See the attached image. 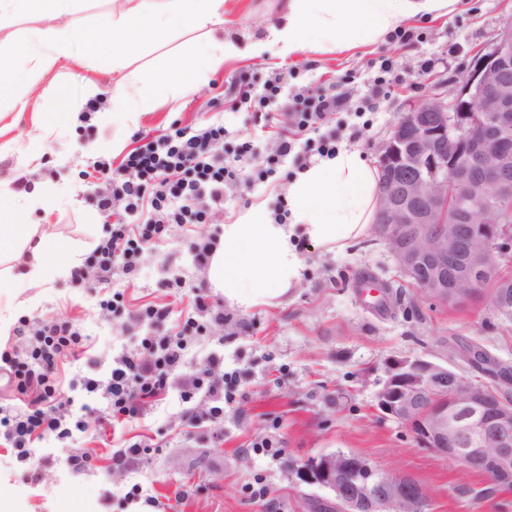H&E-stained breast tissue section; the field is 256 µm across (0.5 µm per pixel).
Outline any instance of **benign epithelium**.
I'll list each match as a JSON object with an SVG mask.
<instances>
[{
    "mask_svg": "<svg viewBox=\"0 0 512 512\" xmlns=\"http://www.w3.org/2000/svg\"><path fill=\"white\" fill-rule=\"evenodd\" d=\"M376 228L402 274L426 299L463 302L478 279L512 264V29L465 67L445 94L418 98L393 125L378 160ZM379 412L418 444L465 469L472 459L499 487L512 486V394L434 361L393 358ZM326 489L336 512H425L410 476L337 450L295 467Z\"/></svg>",
    "mask_w": 512,
    "mask_h": 512,
    "instance_id": "1",
    "label": "benign epithelium"
}]
</instances>
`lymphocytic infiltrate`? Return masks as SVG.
<instances>
[{"label":"lymphocytic infiltrate","instance_id":"obj_1","mask_svg":"<svg viewBox=\"0 0 512 512\" xmlns=\"http://www.w3.org/2000/svg\"><path fill=\"white\" fill-rule=\"evenodd\" d=\"M344 103L338 95L316 90L307 94L302 108L284 112L280 155H290L303 136L318 129ZM224 135L220 124H208L192 133L175 129L131 149L120 166L95 162V170L112 186L109 195L98 199L99 209H118L123 216L104 227L90 257L94 276H87L85 269L78 267L71 273L72 283L101 294V307L118 311L119 296L111 291L114 268L134 277L144 247L164 240L171 225L204 222L205 213L199 207L202 198L220 204L226 183L240 181L249 187L272 176L271 168L256 166L253 146L248 142L239 145L231 161L221 160ZM13 335L14 345L0 350V375L6 378L9 391L24 397L26 403L19 414L0 416V438L16 449L18 462L27 470L28 483L36 485L41 472L30 463L32 445L51 437L71 436L73 430L83 427L82 422H71L73 401L60 397L53 371L58 360L79 358L84 337L65 320L43 324L36 336L28 334L27 323L22 320ZM185 352L181 334L147 336L141 341L140 352L113 362L105 379L85 378L81 385L87 392L103 393L105 416L132 418L162 400ZM181 397L187 403L199 397L210 399L209 416L220 420L225 405L235 399L234 380H213L212 368L206 364Z\"/></svg>","mask_w":512,"mask_h":512}]
</instances>
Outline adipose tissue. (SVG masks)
<instances>
[{"label": "adipose tissue", "mask_w": 512, "mask_h": 512, "mask_svg": "<svg viewBox=\"0 0 512 512\" xmlns=\"http://www.w3.org/2000/svg\"><path fill=\"white\" fill-rule=\"evenodd\" d=\"M81 0H0V28L20 15H32L36 26L20 40L0 39V102L27 107L28 88L37 73L74 56L92 71L120 68L178 30L212 31L224 21L226 0H124L120 13L101 14L91 31L54 26L55 18L78 9ZM455 0H285L270 27V38L238 49L205 39L193 50H172L160 68H142L116 80L110 90L112 115L135 119L145 97H164L172 89L193 92L199 75L226 56L245 52L257 57L269 47L282 55L319 52L328 45L345 50L374 41L411 19L448 13ZM379 172L359 151L343 149L301 171L288 186L290 221H273L267 208L255 205L225 225L223 239L208 263V280L226 301L242 309L271 304L300 280L304 260L299 238L327 249L342 250L364 237L375 219ZM26 261L28 281L69 274L78 253L37 225L19 220L0 207V288L17 283L14 273Z\"/></svg>", "instance_id": "1"}]
</instances>
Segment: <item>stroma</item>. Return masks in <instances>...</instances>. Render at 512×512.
<instances>
[{
    "mask_svg": "<svg viewBox=\"0 0 512 512\" xmlns=\"http://www.w3.org/2000/svg\"><path fill=\"white\" fill-rule=\"evenodd\" d=\"M277 8L276 0H229L215 36L241 47L266 38L267 15ZM509 26L512 0H457L448 14L404 23L410 33L405 41L393 32L346 52L327 48L284 57L272 48L259 57L228 58L204 73L194 93L149 100L127 122L104 115L112 107V73L89 71L75 58L60 61L35 78L30 108L0 107V202L25 209L28 223L90 255L110 221L96 204L110 186L94 172V162L120 164L137 137L149 140L214 121L224 124L225 152L249 141L258 160L276 159V118L297 106L298 94L318 87L334 88L353 103L322 124L318 136H334L338 148L376 160L392 125L413 102L444 92L463 63ZM385 64L413 76L416 87L375 99V79ZM277 74L286 86L275 103L231 110L240 82L259 86ZM91 82L100 88L92 100L86 96ZM90 101L96 112L81 122ZM315 160L311 152L300 153L264 184L248 189L229 183L223 203L201 201L204 223L171 225L166 239L141 256L137 280L115 272L112 287L124 294L121 314L103 311L97 295L67 278L0 289V348L11 343L23 316L30 332L62 319L87 338L80 360H64L56 373L58 391L73 399V416L84 421L85 431L34 448L42 472L35 487L24 483L14 450L0 444V493L11 498L14 512H146L149 497L167 504V512H315L328 493L301 482L293 467L339 449L413 477L427 491L426 512H512V489L476 498L488 485L485 476L463 475L456 463L420 447L407 427L376 409L392 357L423 356L474 380L477 372L455 355L473 345L512 366V317L497 313L486 295L448 304L425 300L372 230L340 251L302 241L301 279L279 303L242 311L212 294L224 319L205 321L200 334L187 336L185 363L172 376L168 397L140 416L100 427L95 410L105 399L86 392L79 377L102 378L113 360L139 351L143 336L178 329L192 308L193 288L206 285L205 268L191 260V243L221 238L225 224L252 205L276 210L287 201L299 166ZM21 176L27 183L22 191L15 184ZM53 188L59 198L29 210L33 190ZM176 278L183 287H173ZM147 305L169 308L167 319L158 325L139 320L136 310ZM209 359L216 374L235 378L236 400L225 405L220 421L209 418L205 399H180ZM140 439L151 442L148 452L115 462L122 442ZM265 439L281 448L280 457L254 451V443ZM82 454L86 465L73 469L70 457ZM258 477L269 489L262 500L245 491Z\"/></svg>",
    "mask_w": 512,
    "mask_h": 512,
    "instance_id": "1",
    "label": "stroma"
}]
</instances>
